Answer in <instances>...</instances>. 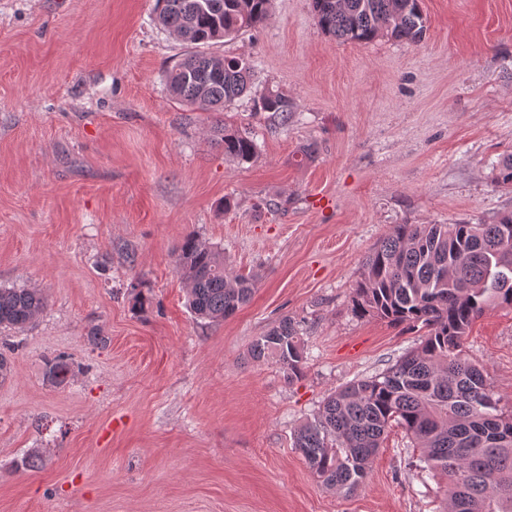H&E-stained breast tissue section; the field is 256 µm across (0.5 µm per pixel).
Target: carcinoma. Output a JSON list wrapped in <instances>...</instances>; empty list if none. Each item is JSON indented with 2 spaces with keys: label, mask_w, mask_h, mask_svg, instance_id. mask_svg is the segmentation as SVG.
Masks as SVG:
<instances>
[{
  "label": "carcinoma",
  "mask_w": 512,
  "mask_h": 512,
  "mask_svg": "<svg viewBox=\"0 0 512 512\" xmlns=\"http://www.w3.org/2000/svg\"><path fill=\"white\" fill-rule=\"evenodd\" d=\"M271 0H157L155 20L190 51L165 70L170 95L204 112H222L250 90L254 65L204 48L263 25ZM329 37L368 43L386 37L412 43L426 36L420 0H312ZM255 111L292 119L293 103L269 91ZM224 157L240 164L258 152L253 135L224 124ZM495 182L512 186V155ZM176 265L198 320L220 322L250 301L259 277L231 271L224 250L195 236L181 244ZM512 308V213L493 224H395L363 265L352 311L421 333L416 347L385 371L330 394L293 433V448L329 489L360 490L395 422L422 450V470L448 477L446 512H512V407L502 404L484 370L462 354L473 322L487 310ZM46 307L42 292L0 288V326L23 330ZM254 359L279 365L290 381L304 376L306 356L297 322L284 317L258 337ZM47 378L68 383L74 365L62 354L46 360Z\"/></svg>",
  "instance_id": "carcinoma-1"
}]
</instances>
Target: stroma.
Returning <instances> with one entry per match:
<instances>
[{"label":"stroma","instance_id":"stroma-1","mask_svg":"<svg viewBox=\"0 0 512 512\" xmlns=\"http://www.w3.org/2000/svg\"><path fill=\"white\" fill-rule=\"evenodd\" d=\"M155 4L0 0V287L47 300L33 326L0 327V512H437L447 480L415 467L401 427L350 496L292 434L418 339L352 311L392 226L512 212L493 181L512 154V0H420L419 44L340 43L311 0H272L265 25L213 48L257 65L223 112L169 96L186 47ZM268 89L294 102L289 124L254 110ZM226 123L253 133L251 162L225 159ZM190 234L260 277L224 321L186 305L175 253ZM286 315L307 356L293 382L248 354ZM57 354L75 365L61 386L45 375ZM463 354L512 403V308L477 318Z\"/></svg>","mask_w":512,"mask_h":512}]
</instances>
